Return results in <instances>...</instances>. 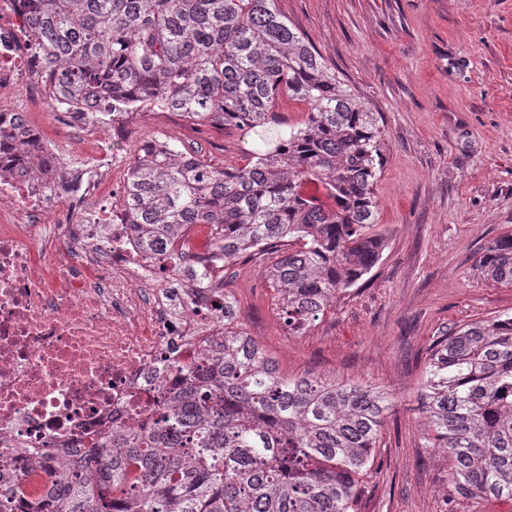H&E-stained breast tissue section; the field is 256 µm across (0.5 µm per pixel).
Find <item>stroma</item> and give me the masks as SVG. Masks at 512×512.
Wrapping results in <instances>:
<instances>
[{"label": "stroma", "mask_w": 512, "mask_h": 512, "mask_svg": "<svg viewBox=\"0 0 512 512\" xmlns=\"http://www.w3.org/2000/svg\"><path fill=\"white\" fill-rule=\"evenodd\" d=\"M279 12L384 121L375 186L388 242L379 263L321 322L289 335L254 265L230 280L258 341L290 375L370 385L390 410L363 512H512V502L462 495L447 453L415 412L437 336L512 312V287L475 270L482 246L512 234V0H277ZM281 123L255 130L190 124L176 114L102 145L122 166L137 141L172 137L217 167H239L303 118L281 101Z\"/></svg>", "instance_id": "1"}]
</instances>
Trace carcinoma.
I'll use <instances>...</instances> for the list:
<instances>
[{
    "label": "carcinoma",
    "instance_id": "1",
    "mask_svg": "<svg viewBox=\"0 0 512 512\" xmlns=\"http://www.w3.org/2000/svg\"><path fill=\"white\" fill-rule=\"evenodd\" d=\"M60 98L95 88L99 111L152 105L198 126L278 123L282 97L305 119L242 167L217 168L170 139L144 142L125 198L145 246L171 247L210 224L224 265L266 264L290 335L322 320L381 259L374 185L380 114L336 72L277 0H26ZM322 188L307 196L303 185ZM476 271L512 286V234L483 248ZM224 353L162 396V425L112 436L47 467L50 489L24 512H362L364 479L388 400L373 388L282 374L233 325ZM416 411L473 498L512 502V314L470 322L431 344Z\"/></svg>",
    "mask_w": 512,
    "mask_h": 512
}]
</instances>
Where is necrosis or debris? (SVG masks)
<instances>
[{
  "mask_svg": "<svg viewBox=\"0 0 512 512\" xmlns=\"http://www.w3.org/2000/svg\"><path fill=\"white\" fill-rule=\"evenodd\" d=\"M29 26L21 0H0V512L39 498L42 458L63 463L113 428L151 422L178 369L224 339V260L209 225L185 229L202 284L126 224L113 159L80 157L102 131L128 137L132 115L91 127L87 98L55 111L47 144L17 106L19 91L48 104L56 88Z\"/></svg>",
  "mask_w": 512,
  "mask_h": 512,
  "instance_id": "4bbe7bcc",
  "label": "necrosis or debris"
}]
</instances>
